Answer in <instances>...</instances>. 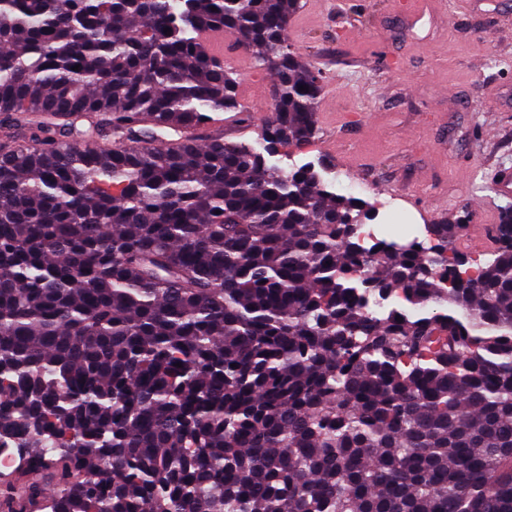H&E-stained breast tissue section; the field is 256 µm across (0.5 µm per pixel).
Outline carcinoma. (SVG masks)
<instances>
[{"label": "carcinoma", "mask_w": 512, "mask_h": 512, "mask_svg": "<svg viewBox=\"0 0 512 512\" xmlns=\"http://www.w3.org/2000/svg\"><path fill=\"white\" fill-rule=\"evenodd\" d=\"M300 7L0 0L13 512H512V207L476 264L467 214L369 243L272 162L317 132ZM218 30L271 77L258 147L202 132L249 121Z\"/></svg>", "instance_id": "carcinoma-1"}]
</instances>
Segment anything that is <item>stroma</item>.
Here are the masks:
<instances>
[{"label":"stroma","mask_w":512,"mask_h":512,"mask_svg":"<svg viewBox=\"0 0 512 512\" xmlns=\"http://www.w3.org/2000/svg\"><path fill=\"white\" fill-rule=\"evenodd\" d=\"M288 39L320 69L318 133L283 147L286 164L331 162L341 192L377 205L376 236H424L459 211L494 224L512 197V0H301ZM249 125L224 113V136L254 142L271 114L269 75L224 38Z\"/></svg>","instance_id":"1"}]
</instances>
